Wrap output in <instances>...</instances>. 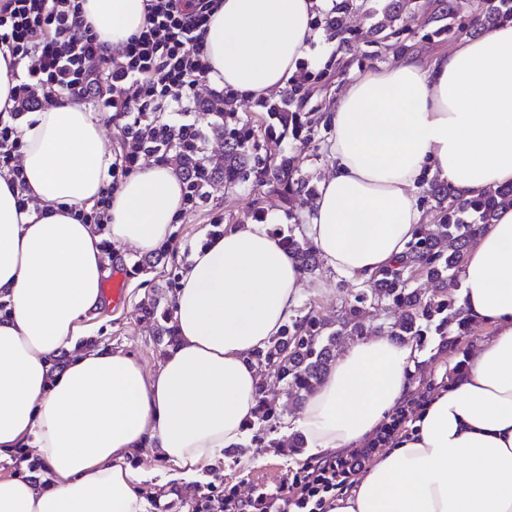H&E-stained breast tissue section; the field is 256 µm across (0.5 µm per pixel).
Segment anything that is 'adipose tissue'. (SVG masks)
<instances>
[{"instance_id":"adipose-tissue-1","label":"adipose tissue","mask_w":512,"mask_h":512,"mask_svg":"<svg viewBox=\"0 0 512 512\" xmlns=\"http://www.w3.org/2000/svg\"><path fill=\"white\" fill-rule=\"evenodd\" d=\"M323 2L220 0L204 34L212 84L255 99L284 88L310 54ZM144 6L82 0L115 56L144 27ZM326 121L336 169L305 233L327 268L363 282L420 230L423 179L472 198L512 184V19L430 64L406 58L358 74ZM20 131L26 183L0 178V461L29 449L51 481L0 476V512H145L144 474L126 455L155 449L188 484L241 443L259 400L254 355L296 315L308 277L274 234L277 213L228 224L181 273L176 341L153 373L123 351L84 346L109 264L102 240L158 249L184 209L183 183L172 167H139L113 191L101 229L78 217L112 162L99 114L60 90ZM461 278L463 307L492 339L334 512H512V207L481 225ZM416 355L414 343L384 335L349 345L298 417L307 450L366 441Z\"/></svg>"}]
</instances>
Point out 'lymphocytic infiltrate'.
I'll return each mask as SVG.
<instances>
[{
    "label": "lymphocytic infiltrate",
    "instance_id": "f902f5d3",
    "mask_svg": "<svg viewBox=\"0 0 512 512\" xmlns=\"http://www.w3.org/2000/svg\"><path fill=\"white\" fill-rule=\"evenodd\" d=\"M208 7L207 0H146L145 27L114 59L85 24L80 0H0V54L22 67L12 89L14 108L0 113V177L21 181L16 121L23 111L41 109L58 89L109 112L131 143L110 164V188L85 212L86 222L104 224L110 189L142 156L166 165L171 147L201 148L204 133L191 122L182 99L208 79L202 41ZM429 402L423 392L399 405L371 440L298 469L286 490H261L244 499L236 489L212 484L192 512H331L376 449Z\"/></svg>",
    "mask_w": 512,
    "mask_h": 512
}]
</instances>
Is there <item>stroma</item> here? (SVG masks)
Listing matches in <instances>:
<instances>
[{"instance_id":"1","label":"stroma","mask_w":512,"mask_h":512,"mask_svg":"<svg viewBox=\"0 0 512 512\" xmlns=\"http://www.w3.org/2000/svg\"><path fill=\"white\" fill-rule=\"evenodd\" d=\"M391 2L355 0L344 14V27L337 34L318 26L319 37L311 42V57L304 63L306 79L301 82L292 106L299 118L320 116L321 122L312 132L298 133L283 128L273 123L255 100L233 98L232 110L254 132L250 142L253 151L262 153L274 148L282 155L295 157L298 177L309 187H317L336 166L328 146L329 127L323 118L333 111L339 95L354 77L396 65L406 57L431 63L459 40L474 36L472 21L483 13V0H457L458 9L452 15L447 12L448 0H408L403 13L404 30L394 36L385 19ZM273 209L284 214L288 223L301 224L306 220L305 204L294 199L283 200L281 193L266 185L252 180L234 185L220 181L209 187L204 204L185 208L179 217L170 239L176 255L159 260L151 253L113 246L111 266L126 273L127 300L117 309L106 300L94 311L97 343L133 355L146 370L155 369L169 346L168 336L160 331L163 323L160 312L172 301L167 286L170 274L187 266L194 247L203 234L211 231L213 224L261 220ZM318 277L324 282L323 288L307 289L301 308L326 319L335 318L341 306L362 290L361 285L341 280L326 269L320 270ZM152 301L159 307L158 314L149 315L143 309L144 304ZM492 336L489 325L477 322L472 323L470 332L464 336H427L418 347L419 356L410 373L409 397H416L428 387L443 389L456 381L461 375L463 358ZM280 414L272 427L256 420L250 422L241 445L226 450L223 460L210 468L207 481L187 489L172 481L143 482L140 494L147 502V512H191L211 482L236 487L244 498L257 490L286 487L293 473L315 463L316 457L287 445L298 409L283 402Z\"/></svg>"}]
</instances>
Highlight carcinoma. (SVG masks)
<instances>
[{"label": "carcinoma", "mask_w": 512, "mask_h": 512, "mask_svg": "<svg viewBox=\"0 0 512 512\" xmlns=\"http://www.w3.org/2000/svg\"><path fill=\"white\" fill-rule=\"evenodd\" d=\"M217 135L224 139V163L199 162L187 149L175 150V161L186 188H207L217 179L228 183L243 182L250 177L263 178L272 185L291 178L296 171L295 159L277 158L272 154H253L251 130L239 124L237 113H224V124ZM433 194L442 215L432 224L422 225L415 240L408 244L406 254L395 265L379 271L371 280L373 287L358 294L354 302L343 307L335 322L329 323L308 311L291 319L283 333L272 339L266 349L255 354L264 374L281 382L285 394L300 401L321 382L334 357V347L345 336L363 335L361 313L372 309L382 315L386 305L404 309L394 322L383 321L379 329L389 336L424 342L428 333L437 336L468 333L470 320L455 305L448 289L459 287L464 257L482 224H489L497 209L512 206V185L486 191L476 199H466L452 184L433 181ZM296 226L279 231L282 244L301 269L314 273L318 268L315 246L304 236L295 234ZM424 273L443 285L442 295L423 300L410 288V280ZM258 420L273 425L279 419L277 404L259 386Z\"/></svg>", "instance_id": "obj_1"}]
</instances>
